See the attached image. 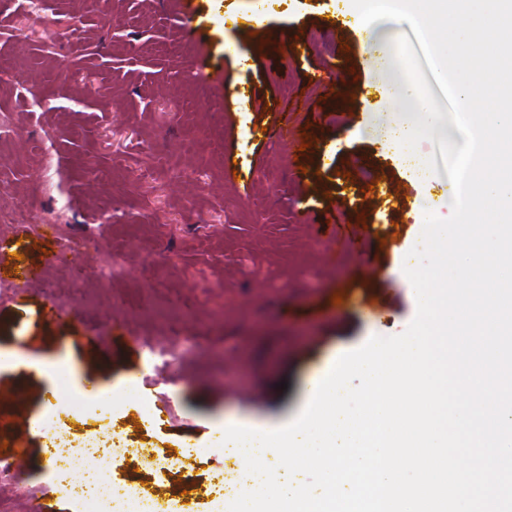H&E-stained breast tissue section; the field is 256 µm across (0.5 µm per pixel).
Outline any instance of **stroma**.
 Segmentation results:
<instances>
[{
  "label": "stroma",
  "mask_w": 512,
  "mask_h": 512,
  "mask_svg": "<svg viewBox=\"0 0 512 512\" xmlns=\"http://www.w3.org/2000/svg\"><path fill=\"white\" fill-rule=\"evenodd\" d=\"M252 3L97 0L75 22L72 0H44L35 21L28 0H0V113L11 116L0 213L30 202L27 223L0 227L12 256L0 264V350L64 358L91 386L81 409L36 372L0 368V456L26 451L18 512L36 485L45 512H76L39 467L47 436L31 423L47 406L75 443L106 428L130 448L204 451L230 418L287 424L329 362L402 334L416 314L404 273L424 226L416 204L451 213L437 139L417 148L441 176L417 181L377 129L385 103L336 0H274L259 27ZM395 48L441 105L409 29ZM329 65L354 71L357 87L311 84ZM277 112L284 140L260 134ZM47 139L58 174L44 192ZM362 163L376 194L349 176ZM62 231L79 243L67 265L55 259ZM73 266L85 279L71 280ZM178 338L180 363L145 373L142 344ZM140 378L161 422L130 393L91 414L98 390ZM113 476L163 500L176 483L130 460Z\"/></svg>",
  "instance_id": "stroma-1"
}]
</instances>
